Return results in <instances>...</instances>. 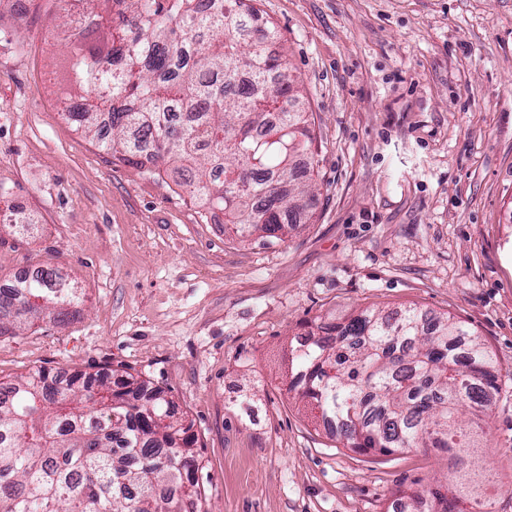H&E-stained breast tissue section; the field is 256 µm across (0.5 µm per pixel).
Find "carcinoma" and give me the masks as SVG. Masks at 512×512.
<instances>
[{
	"mask_svg": "<svg viewBox=\"0 0 512 512\" xmlns=\"http://www.w3.org/2000/svg\"><path fill=\"white\" fill-rule=\"evenodd\" d=\"M69 31L67 116L137 168L172 163L191 193L228 215L237 234L281 238L313 186L292 185L311 152L307 113L281 109L299 93L276 31L244 0H84ZM84 294L55 267L0 291V338L61 322ZM287 390L336 421L345 448H467L462 415L488 417L496 359L446 314L365 311L318 324L298 343ZM116 380H111V377ZM191 421L166 391L128 372L44 368L0 380V512H209ZM413 493L400 512H475L466 474Z\"/></svg>",
	"mask_w": 512,
	"mask_h": 512,
	"instance_id": "obj_1",
	"label": "carcinoma"
}]
</instances>
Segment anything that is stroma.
<instances>
[{"instance_id": "1", "label": "stroma", "mask_w": 512, "mask_h": 512, "mask_svg": "<svg viewBox=\"0 0 512 512\" xmlns=\"http://www.w3.org/2000/svg\"><path fill=\"white\" fill-rule=\"evenodd\" d=\"M305 87L303 223L241 239L183 184L140 171L63 115L67 0L0 8V284L59 268L83 304L0 342V379L124 369L193 422L211 512H387L448 456L337 446L286 390L321 321L412 306L473 328L497 361L468 454L512 512V0H254ZM32 219L31 235L16 223Z\"/></svg>"}]
</instances>
